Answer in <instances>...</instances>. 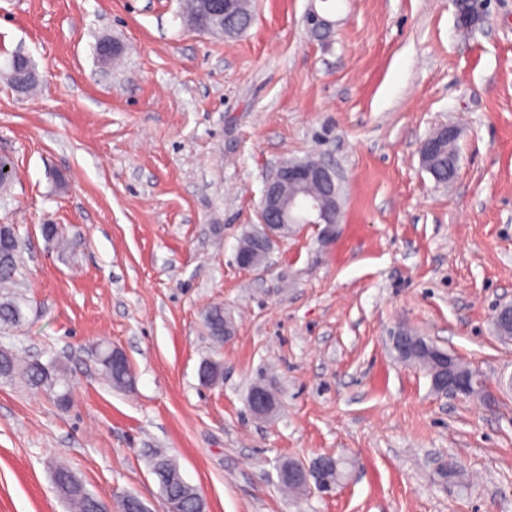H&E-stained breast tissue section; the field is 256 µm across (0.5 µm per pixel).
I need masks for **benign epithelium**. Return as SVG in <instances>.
I'll list each match as a JSON object with an SVG mask.
<instances>
[{"label":"benign epithelium","mask_w":512,"mask_h":512,"mask_svg":"<svg viewBox=\"0 0 512 512\" xmlns=\"http://www.w3.org/2000/svg\"><path fill=\"white\" fill-rule=\"evenodd\" d=\"M244 9V0H210L211 14L226 19V24L220 28V32L226 35L233 32L227 22ZM305 22L318 37L326 38L331 33L329 21L314 9L307 13ZM456 135L454 126L441 127L420 143L421 157L433 154L441 141L454 139ZM296 220L302 224L323 225L321 238L326 242L336 237L337 227L342 221L340 177L323 160L284 161L266 177L259 210L262 230L252 233L240 243L235 254L237 265L242 269H254L268 263L283 227L294 224ZM494 317L499 335L511 339L512 306L497 308ZM389 341L401 361L411 362L413 346L406 330L394 332L389 336ZM440 360L442 368L432 380L435 391L452 396H472L471 374L459 368V359L448 352L441 354ZM248 404L254 416L267 418L276 411L278 399L271 390L257 384L250 391ZM336 469L335 457L321 455L309 465L299 461L283 463L279 468V478L310 491H322L331 486L332 474Z\"/></svg>","instance_id":"7a95c632"}]
</instances>
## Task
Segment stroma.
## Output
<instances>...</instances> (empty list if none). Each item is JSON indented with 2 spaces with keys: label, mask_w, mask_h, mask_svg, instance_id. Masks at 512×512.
Returning <instances> with one entry per match:
<instances>
[{
  "label": "stroma",
  "mask_w": 512,
  "mask_h": 512,
  "mask_svg": "<svg viewBox=\"0 0 512 512\" xmlns=\"http://www.w3.org/2000/svg\"><path fill=\"white\" fill-rule=\"evenodd\" d=\"M479 8L466 34L454 0H251V26L225 37L189 27L182 0H0V224L18 231L25 300L0 346L59 359L72 390L60 406L0 377V512H71L60 464L108 512L128 494L168 512L155 448L205 512H512V340L492 323L512 304V0ZM312 9L329 41L308 33ZM17 53L33 91L7 78ZM449 123L458 170L440 185L419 145ZM310 156L342 180L334 242L302 224L239 268L266 176ZM214 305L235 325L220 344ZM400 328L479 372L491 400L435 392L391 350ZM102 344L131 388L105 381ZM260 382L279 401L268 419L248 405ZM327 454L349 463L332 493L280 490L282 461ZM204 326L214 340L220 342L224 338H229L233 335V325L224 318V308L220 305H215L207 309L203 316ZM224 330V338H223Z\"/></svg>",
  "instance_id": "35a3bbf8"
}]
</instances>
